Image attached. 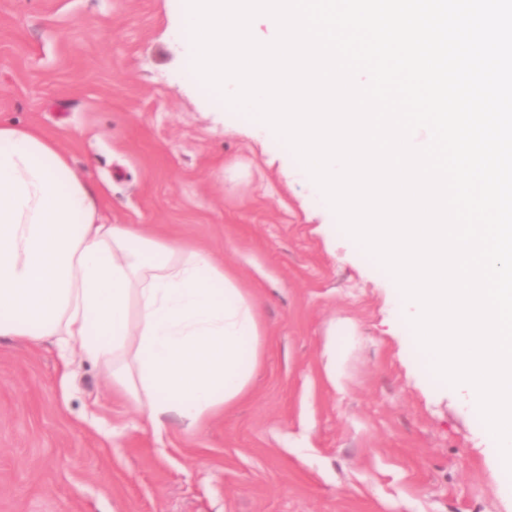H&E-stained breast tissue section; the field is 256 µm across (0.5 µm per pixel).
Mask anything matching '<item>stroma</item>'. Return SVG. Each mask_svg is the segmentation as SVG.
<instances>
[{
  "instance_id": "obj_1",
  "label": "stroma",
  "mask_w": 512,
  "mask_h": 512,
  "mask_svg": "<svg viewBox=\"0 0 512 512\" xmlns=\"http://www.w3.org/2000/svg\"><path fill=\"white\" fill-rule=\"evenodd\" d=\"M177 24L176 0H0V121L56 141L107 223L209 251L257 305L259 364L224 413L158 434L104 366L0 337V512H512L389 274L292 151L185 79Z\"/></svg>"
}]
</instances>
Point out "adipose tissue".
Instances as JSON below:
<instances>
[{
    "label": "adipose tissue",
    "mask_w": 512,
    "mask_h": 512,
    "mask_svg": "<svg viewBox=\"0 0 512 512\" xmlns=\"http://www.w3.org/2000/svg\"><path fill=\"white\" fill-rule=\"evenodd\" d=\"M252 297L200 249L105 223L57 144L0 125V337H56L104 364L154 431L194 427L248 391Z\"/></svg>",
    "instance_id": "obj_1"
}]
</instances>
